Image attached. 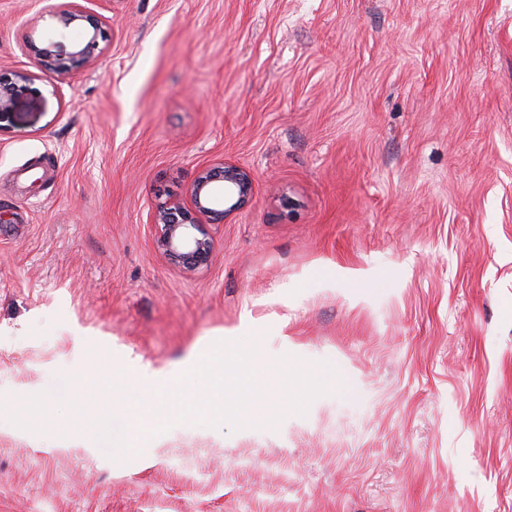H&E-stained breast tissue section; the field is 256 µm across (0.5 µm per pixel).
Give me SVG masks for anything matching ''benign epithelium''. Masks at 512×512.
Instances as JSON below:
<instances>
[{"instance_id":"1","label":"benign epithelium","mask_w":512,"mask_h":512,"mask_svg":"<svg viewBox=\"0 0 512 512\" xmlns=\"http://www.w3.org/2000/svg\"><path fill=\"white\" fill-rule=\"evenodd\" d=\"M56 21L55 39L44 47L33 44L31 50L40 64L66 73L91 60L102 36V21L88 15L75 0L57 14ZM81 23L85 28L83 40L73 44L70 51L63 49L70 31ZM33 81L29 73L10 77L0 73V120L13 112L16 97ZM253 188L250 170L234 163L221 160L202 168L186 197L168 198L155 205L152 226L158 249L184 273L206 265L214 248L210 226L224 223L243 209L252 199Z\"/></svg>"}]
</instances>
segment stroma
I'll list each match as a JSON object with an SVG mask.
<instances>
[{
    "label": "stroma",
    "mask_w": 512,
    "mask_h": 512,
    "mask_svg": "<svg viewBox=\"0 0 512 512\" xmlns=\"http://www.w3.org/2000/svg\"><path fill=\"white\" fill-rule=\"evenodd\" d=\"M0 0V512H512V0ZM249 205L206 266L158 192ZM252 337L335 392L277 429L133 421L140 374ZM56 21L55 38L58 40L53 39L44 47L31 46V50L41 65L49 66L58 73H66L78 64L91 60L102 36V21L88 15L77 1H72L67 9L60 11ZM82 22L85 28L83 40L73 44L71 51L63 49L62 43L70 39V31ZM34 75L19 72L12 77L0 73V122L14 109L16 97L28 90V86L35 80ZM220 185L222 194L213 188ZM250 170L221 160L202 168L184 198H166L153 210L158 249L171 265L192 273L207 265L214 248L210 226L223 224L252 199Z\"/></svg>",
    "instance_id": "obj_1"
}]
</instances>
